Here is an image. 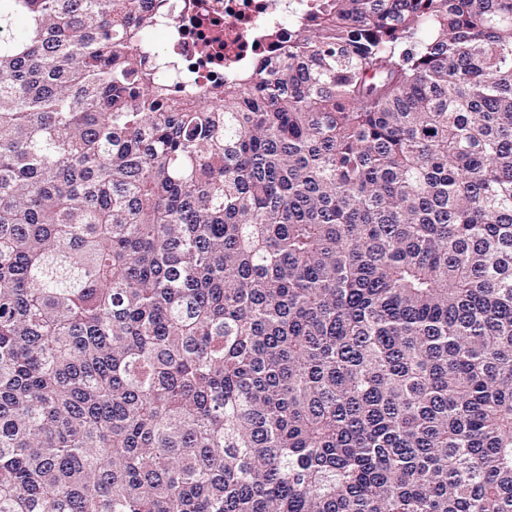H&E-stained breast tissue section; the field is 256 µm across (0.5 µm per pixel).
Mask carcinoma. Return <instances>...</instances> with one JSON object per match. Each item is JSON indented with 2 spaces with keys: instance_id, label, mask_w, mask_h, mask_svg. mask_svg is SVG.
Segmentation results:
<instances>
[{
  "instance_id": "cac0c4a2",
  "label": "carcinoma",
  "mask_w": 512,
  "mask_h": 512,
  "mask_svg": "<svg viewBox=\"0 0 512 512\" xmlns=\"http://www.w3.org/2000/svg\"><path fill=\"white\" fill-rule=\"evenodd\" d=\"M155 23L0 0V512H512V0ZM174 23L157 28L167 35L164 55L175 61L172 89L204 87L288 39V30L306 0H163ZM168 11V13H167Z\"/></svg>"
}]
</instances>
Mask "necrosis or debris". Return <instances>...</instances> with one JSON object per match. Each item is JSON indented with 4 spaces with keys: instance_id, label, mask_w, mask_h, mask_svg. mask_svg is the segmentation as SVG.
<instances>
[{
    "instance_id": "necrosis-or-debris-1",
    "label": "necrosis or debris",
    "mask_w": 512,
    "mask_h": 512,
    "mask_svg": "<svg viewBox=\"0 0 512 512\" xmlns=\"http://www.w3.org/2000/svg\"><path fill=\"white\" fill-rule=\"evenodd\" d=\"M305 0H164L165 54L176 68L174 91L222 81L259 56L277 51Z\"/></svg>"
}]
</instances>
